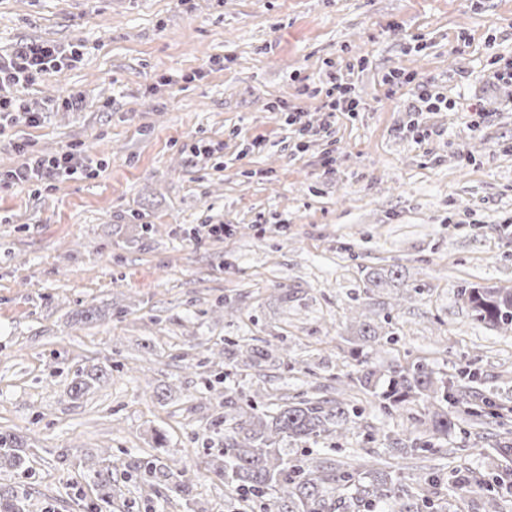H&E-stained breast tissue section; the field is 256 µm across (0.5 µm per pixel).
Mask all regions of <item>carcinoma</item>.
<instances>
[{
	"mask_svg": "<svg viewBox=\"0 0 512 512\" xmlns=\"http://www.w3.org/2000/svg\"><path fill=\"white\" fill-rule=\"evenodd\" d=\"M400 278L399 270L381 268L367 274V287L381 288ZM461 297L476 321L496 329H512V288H464ZM354 322L351 343L353 352L359 354L366 344L377 341L379 334L368 317H356ZM238 356L243 365L259 367L269 351L248 347L239 351ZM111 375L107 368L94 365L76 375L70 392L77 398L82 397ZM346 377L352 387L376 398L384 410H397L407 402L423 404L424 417L419 419L424 426L423 437L403 435L390 439V445L405 456L434 447L456 428L458 417L444 409L446 403L461 409L474 426L504 418L496 401L474 390L479 372L469 365L459 369L452 378L440 376L427 364L412 368L396 364L384 373L364 367ZM224 407L235 412V426L224 433L222 458L211 463V472L234 486L246 501L273 489L275 500L264 512H336V492L349 482L366 477L369 482L362 490L368 497L365 506L370 508L380 502L398 500V478L384 462L364 470L328 457L295 462L285 453L286 441L306 443L326 433L338 437L355 434L359 415L345 400L313 397L286 402L272 414H259L252 407L245 409L237 405L234 395L227 390ZM26 448L22 436L0 431V470L21 469L26 461ZM79 466L92 473L97 499L111 502V455L105 450L87 454L79 460ZM153 477L164 489L166 499L186 501L190 497L191 482L177 463H160ZM508 483L509 475L505 473L487 482V512H499V492L508 490ZM0 512H28L27 494L15 486L0 484Z\"/></svg>",
	"mask_w": 512,
	"mask_h": 512,
	"instance_id": "carcinoma-1",
	"label": "carcinoma"
}]
</instances>
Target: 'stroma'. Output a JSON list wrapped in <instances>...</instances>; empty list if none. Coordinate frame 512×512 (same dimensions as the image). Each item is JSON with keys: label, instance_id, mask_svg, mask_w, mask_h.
Returning a JSON list of instances; mask_svg holds the SVG:
<instances>
[{"label": "stroma", "instance_id": "stroma-1", "mask_svg": "<svg viewBox=\"0 0 512 512\" xmlns=\"http://www.w3.org/2000/svg\"><path fill=\"white\" fill-rule=\"evenodd\" d=\"M35 42L81 57L23 92L43 117L31 127L17 114L0 132V172L21 163L20 139L100 168L0 185V429L30 448L28 471L0 482L24 486L29 512H85L76 461L100 449L115 464L101 512H243L208 469L234 424L222 390L242 405L332 397L361 358L449 377L470 363L479 392L512 403V332L474 321L460 295L512 288V83L492 77L512 54V0H0V55ZM392 70L444 79L456 103L429 114L424 142L401 130L413 90L388 93ZM334 75L364 109L297 149L274 106L320 125L315 90ZM72 94L81 111L63 107ZM199 141L223 148L198 159ZM202 224L227 230L193 236ZM393 265L401 284L366 287L371 268ZM360 312L392 338L357 358L347 335ZM265 340L262 368L206 364L227 343ZM94 365L114 372L73 397L72 378ZM351 400L357 434L288 456L386 459L411 512H484V488L461 498L443 483L427 501L416 481L424 466L443 480L502 469L497 423L462 424L419 462L389 446L399 413ZM159 459L187 466L192 502L149 491Z\"/></svg>", "mask_w": 512, "mask_h": 512}]
</instances>
